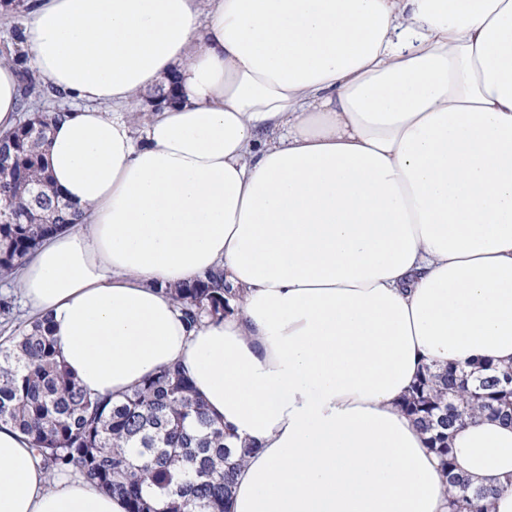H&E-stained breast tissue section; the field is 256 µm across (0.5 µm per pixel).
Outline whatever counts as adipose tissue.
<instances>
[{
  "mask_svg": "<svg viewBox=\"0 0 512 512\" xmlns=\"http://www.w3.org/2000/svg\"><path fill=\"white\" fill-rule=\"evenodd\" d=\"M69 102L45 162L79 223L16 286L88 391L176 363L253 452L231 512H450L401 408L424 370L512 365V0H24ZM173 85L170 103L143 94ZM0 59V134L19 124ZM223 270V319L168 287ZM512 512V423L452 430ZM0 512H126L0 423Z\"/></svg>",
  "mask_w": 512,
  "mask_h": 512,
  "instance_id": "adipose-tissue-1",
  "label": "adipose tissue"
}]
</instances>
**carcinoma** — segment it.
<instances>
[{
	"mask_svg": "<svg viewBox=\"0 0 512 512\" xmlns=\"http://www.w3.org/2000/svg\"><path fill=\"white\" fill-rule=\"evenodd\" d=\"M48 129L45 119L23 121L0 140V276L13 273L45 235L79 221L42 162ZM170 293L191 327L224 317L236 297L214 272ZM403 409L429 434L444 476L458 488L452 512H484L495 490H468L451 468L448 434L477 414L512 421V367L426 374ZM0 422L30 437L47 470L80 474L124 500L126 512H230L233 480L250 452L227 443L231 434L176 364L116 402L85 392L59 358L47 318L0 342Z\"/></svg>",
	"mask_w": 512,
	"mask_h": 512,
	"instance_id": "cac0c4a2",
	"label": "carcinoma"
}]
</instances>
